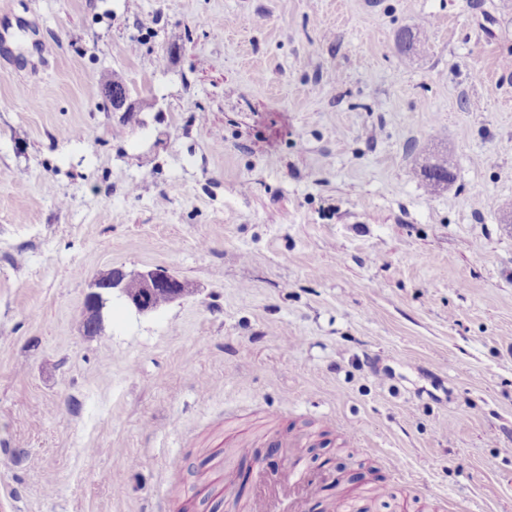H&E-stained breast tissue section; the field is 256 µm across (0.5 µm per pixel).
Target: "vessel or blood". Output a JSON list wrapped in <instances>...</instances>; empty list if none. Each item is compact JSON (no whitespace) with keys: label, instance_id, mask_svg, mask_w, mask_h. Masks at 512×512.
Returning <instances> with one entry per match:
<instances>
[{"label":"vessel or blood","instance_id":"b4317fda","mask_svg":"<svg viewBox=\"0 0 512 512\" xmlns=\"http://www.w3.org/2000/svg\"><path fill=\"white\" fill-rule=\"evenodd\" d=\"M294 461H285L276 480L259 476L255 483V512H306L313 492L311 481L294 478Z\"/></svg>","mask_w":512,"mask_h":512}]
</instances>
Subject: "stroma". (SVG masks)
<instances>
[{
	"label": "stroma",
	"mask_w": 512,
	"mask_h": 512,
	"mask_svg": "<svg viewBox=\"0 0 512 512\" xmlns=\"http://www.w3.org/2000/svg\"><path fill=\"white\" fill-rule=\"evenodd\" d=\"M510 59L512 0H0V512H243L288 431L310 512H512ZM119 266L187 293L85 333ZM398 50L407 56H419L425 51L426 35L418 28H404L396 36ZM109 89L114 91L109 99L112 112H136V106L131 102L130 96L127 93H122L127 92V88L119 78H112V82L106 84L102 92ZM455 158L451 151L446 150L433 157V160L424 169L426 188L434 192L443 185H447L453 178Z\"/></svg>",
	"instance_id": "obj_1"
}]
</instances>
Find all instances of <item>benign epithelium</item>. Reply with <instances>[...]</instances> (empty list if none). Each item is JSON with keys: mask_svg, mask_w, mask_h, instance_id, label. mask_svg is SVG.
<instances>
[{"mask_svg": "<svg viewBox=\"0 0 512 512\" xmlns=\"http://www.w3.org/2000/svg\"><path fill=\"white\" fill-rule=\"evenodd\" d=\"M114 112H134L136 106L126 93L114 92L109 99ZM119 290L140 312L156 310L155 298L167 294L174 301L183 296L185 285L177 276L162 269H146L128 272L122 268L112 269L106 280H93L83 301V327L87 332L95 330L101 320L102 310L112 297V290Z\"/></svg>", "mask_w": 512, "mask_h": 512, "instance_id": "7a95c632", "label": "benign epithelium"}]
</instances>
